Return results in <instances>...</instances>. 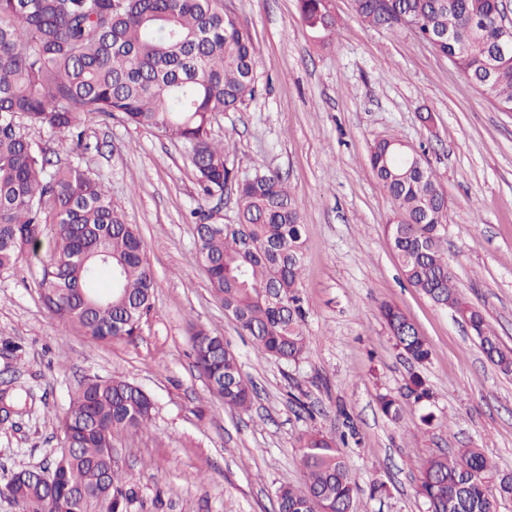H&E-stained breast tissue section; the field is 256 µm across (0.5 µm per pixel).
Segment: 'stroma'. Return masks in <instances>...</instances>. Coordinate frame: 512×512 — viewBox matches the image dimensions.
Returning <instances> with one entry per match:
<instances>
[{"instance_id": "35a3bbf8", "label": "stroma", "mask_w": 512, "mask_h": 512, "mask_svg": "<svg viewBox=\"0 0 512 512\" xmlns=\"http://www.w3.org/2000/svg\"><path fill=\"white\" fill-rule=\"evenodd\" d=\"M249 31L257 57L254 98L218 112L211 132L235 177L223 199L198 197L184 145L113 113L86 128L88 151L34 128L32 140L89 169L128 223L137 225L156 288L140 331L97 343L43 307L41 257L0 270V390L18 412L0 421V476L46 465L60 421L83 379L118 377L154 400L147 433L115 444L137 491L130 512H275L276 490L301 486L298 438L339 435L338 407L353 416L358 444L344 456L360 490L354 512H426L415 492L422 464L455 448H478L512 475V375L484 357L450 310L412 288L386 234L391 198L369 164L372 144L397 138L422 154L448 196L440 230L462 298L512 349V112L501 111L447 57L408 29L362 22L353 0H332L336 27L321 40L298 0H224ZM279 174L305 224L300 283L308 352L288 365L264 355L213 296L196 249L191 213L237 220L236 181ZM399 307L431 349L407 362L379 313ZM203 325L235 353L255 397L226 408L195 366L187 331ZM432 392L431 428L403 404L387 417L378 397L398 394L411 372ZM314 405L296 407L294 395ZM384 485L372 495L373 482Z\"/></svg>"}]
</instances>
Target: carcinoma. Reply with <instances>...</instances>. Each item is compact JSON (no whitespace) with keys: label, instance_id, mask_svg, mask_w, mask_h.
<instances>
[{"label":"carcinoma","instance_id":"1","mask_svg":"<svg viewBox=\"0 0 512 512\" xmlns=\"http://www.w3.org/2000/svg\"><path fill=\"white\" fill-rule=\"evenodd\" d=\"M330 0H299L303 22L332 32ZM366 23L406 29L400 15L424 32L454 34L436 51L498 106L512 107V50L488 72L497 52L496 0H353ZM256 49L224 0H0V269L15 267L46 239L51 244L38 287L45 309L79 327L94 342L129 338L151 309L155 280L135 224L112 203L103 184L71 162L35 145L27 127L45 129L78 150L89 149L84 126L123 114L130 123L184 143L201 196L222 197L232 179L224 146L211 136V115L235 112L255 92ZM370 167L395 211L410 223L387 233L406 281L436 304L465 315L486 358L512 374V351L503 349L483 314L465 302L440 248L448 202L426 165L406 163L385 139L373 145ZM256 182L238 186V222L196 219L198 256L214 296L241 331L270 358L297 363L307 353L306 310L299 293L304 224L296 202L276 175L256 170ZM382 319L404 356L426 362L431 350L398 308L383 304ZM197 367L224 406L247 411L252 390L237 357L203 326L190 324ZM401 398L417 405L420 421L431 392L413 373ZM399 398V399H401ZM399 399L382 395V411L395 419ZM151 398L138 386L93 376L70 398L61 424L63 445L52 469L64 484L88 494L83 512H128L131 480L110 448L129 433L149 428ZM339 437L309 431L299 438L304 484L276 491L277 512H353L358 482L340 445L358 443L345 409ZM512 495V476H500L478 448L432 456L420 469L416 494L427 512H497L488 484ZM21 512H67L55 486L23 469L0 481V496Z\"/></svg>","mask_w":512,"mask_h":512}]
</instances>
